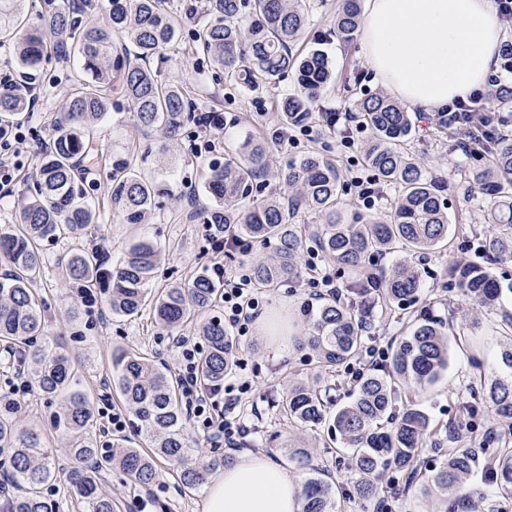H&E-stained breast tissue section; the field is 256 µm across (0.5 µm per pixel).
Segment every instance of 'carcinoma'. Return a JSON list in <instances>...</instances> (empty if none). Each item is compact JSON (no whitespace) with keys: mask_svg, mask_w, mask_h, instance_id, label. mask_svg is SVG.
<instances>
[{"mask_svg":"<svg viewBox=\"0 0 512 512\" xmlns=\"http://www.w3.org/2000/svg\"><path fill=\"white\" fill-rule=\"evenodd\" d=\"M47 2L33 30L22 18L23 0H0V43L13 46L22 69L34 70L51 55L78 63L84 74L66 89L64 109L53 122L52 143L38 157L33 189L15 222L0 234V260L9 267L0 277V348L18 354L33 390L49 403L59 402L50 425L66 436L69 467L63 472L56 467L39 431L24 429L9 413H0V455L9 459V479L18 488L9 497L7 512H61L59 500L43 492L61 476L79 512H114L112 494L102 490L104 475L114 468L131 483L147 486L155 480L161 458L180 468L183 488L198 490L215 472L233 466L235 458L210 453L190 457L177 387L167 368L136 351L113 352L110 370L135 419L137 436L149 449L136 448L125 438L101 440L96 406L73 385L75 364L48 336L47 303L35 295L34 286L49 259L46 247L77 239L101 220L94 203L96 181L77 162L87 160L89 168L103 169L111 212L124 223L146 224L157 207L161 189L138 174L134 152L116 154L109 164L99 154L93 131L105 118L112 96L128 101L135 125L169 138L196 121L197 113L182 84L161 78V64L178 33L177 14L166 0H109L108 17L83 26L73 14L92 7V0L66 8ZM310 8L309 0H205L207 20L196 33L211 66L227 78L258 88L293 77L296 92L282 97L278 108L291 127L312 120L311 106L333 80L324 50L294 51ZM334 24L341 37L353 36L361 26L359 0H341ZM22 106L18 93L0 92V127L9 125ZM359 112L373 131L363 148L364 164L378 182L400 189L393 219L357 216L352 224L344 222L340 172L313 151L281 169L277 195L247 211L239 209L269 167L265 144L254 139L242 144L237 157L209 167L204 182L209 202L196 205L188 218L228 225L236 235L259 243L275 242L274 256L253 265L255 281L274 287L302 275L305 240L291 218L302 209L320 215L321 223L311 232L313 243L336 267L352 272L349 301L331 297L307 308V331L296 337L297 350L316 353L325 367L340 368L362 356L367 325L354 312V298L365 299L379 288L381 309L409 312L406 334L383 368L357 382L351 402L333 410L321 391L295 381L280 405L290 423H329L351 452L359 476L358 498L371 502L382 492L384 470L414 471L416 449L430 427L419 408L395 412L399 385L425 388L436 383L448 369L451 349L445 323L410 311L421 288L412 267L400 261L378 275L369 266L376 254H426L448 245V213L433 174L398 150L414 128L411 112L384 95L364 99ZM489 151L490 165L469 171L468 179L489 201L485 223L491 230L482 251L490 264L453 263L447 270L450 281L481 308L497 306L502 295L492 265L512 261V138H496ZM54 262L64 269L62 298L72 300L75 317L80 305L102 298L114 315L136 317L149 306L160 325L173 327L211 307L219 294L217 284L200 272L183 286L150 295L159 251L149 238L130 244L115 265L101 249L84 247L57 255ZM202 336L206 350L199 362L200 378L208 385L220 383L233 356L224 321L204 323ZM482 400L499 425L491 441L503 447L496 453L495 480L512 494V374L491 380ZM291 455L309 470L301 491L302 512H335L334 482L326 480L325 469L313 464L304 447L292 448ZM475 462L471 450L457 448L428 483L458 503L477 496L479 492L463 484Z\"/></svg>","mask_w":512,"mask_h":512,"instance_id":"carcinoma-1","label":"carcinoma"}]
</instances>
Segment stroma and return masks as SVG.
I'll use <instances>...</instances> for the list:
<instances>
[{
    "label": "stroma",
    "mask_w": 512,
    "mask_h": 512,
    "mask_svg": "<svg viewBox=\"0 0 512 512\" xmlns=\"http://www.w3.org/2000/svg\"><path fill=\"white\" fill-rule=\"evenodd\" d=\"M175 2L185 9L186 16L178 41L168 51L162 76L181 80L193 91L199 111L223 113L221 144L214 152L199 156L194 146V139L199 133L197 126H189L171 142L164 141L159 134L144 133L133 124L127 101L113 97L97 133L100 147L108 152H119L128 143H138L139 174L168 185L170 194L161 199L152 223L134 230L112 217L98 234L80 240L81 246L102 248L117 259L127 250L133 233L153 239L162 248V260L150 284L154 292L189 281L194 273L204 270L210 262L211 250L204 226L187 220L185 213L175 211L171 199L175 196L186 199L201 192L209 165L233 158L238 143L245 138L264 140L269 148L270 164L275 168L309 151L321 152L333 159L341 171L345 183L342 194L345 217L367 209L358 201L352 180L366 172L362 153L370 135L369 129L363 127L354 132L355 143L347 149L339 145L345 131L343 124L330 127L319 118L311 124L312 134L300 137L296 146L279 144L275 138V132L281 126L278 102L285 94L293 92L292 79H285L274 87L249 89L215 74L210 63L187 60L185 49L192 43L197 27L188 9L193 5L202 6L203 0ZM335 12L336 0H322L321 4L313 6L307 27L297 44L302 52L316 45L322 46L336 71V84L329 86L314 106L319 114L357 112L363 98L382 90L364 59L362 34L343 41L333 27ZM73 76L72 69L52 58L43 60L36 72L35 80L44 90V104L41 112L31 116L24 112L19 115L20 120L29 122L34 133L19 155L20 165L11 196L0 200L1 228L13 222L16 211L21 207L23 188L35 177L36 157L49 145L52 120L64 107L55 84L69 82ZM403 148L441 182L448 218L457 227L450 248L412 259L421 281L416 311L453 323L458 334L457 339L451 342L448 370L437 384L425 389L404 387L399 391V404L419 405L430 419V435L417 458L416 475L410 477L392 469L385 470L382 475L384 491L378 503L362 505L355 494L357 476L350 467L349 452L343 449L327 425L296 429L277 406L278 401L285 397L289 383L315 374L321 379V388L330 389L338 403H346L355 386L349 369H319L310 351L296 350L290 342L280 349H272L267 337L259 335L254 328L234 346V355L246 362V373L252 382L245 404L261 413L245 439V446L252 451L278 457L290 473L304 480L308 477L306 469L290 458L288 449L299 442H308L313 448L315 461L345 492L344 497L337 500L338 512H442V499L427 490L426 478L441 465L449 447L470 448L476 453L477 463L466 484L486 494L471 512H512V496L500 494L491 478L496 448L488 444L486 433L492 423L479 397L472 394L473 387L479 386L481 379L508 372L501 360L507 339L500 323L502 311H512V293L504 292L500 308L480 310L463 297L458 288L451 286L446 275L450 263H480L484 260L479 245L487 230L484 222L487 200L471 188L467 180L468 172L478 166L479 161L463 154L456 137L440 134L434 121L420 117L416 118L415 131L404 142ZM397 197V186H380L374 206L367 210L382 218H391ZM59 277V269L51 263L40 283L48 303V334L58 340L72 357L83 362L79 375L81 387L90 389L95 397H106L118 407L123 401L115 387L109 384L104 370V364L113 351L136 349L166 368L176 369L177 352L172 345L173 337L198 335L201 325L209 318L223 314L222 306L217 304L177 327L166 328L157 324L150 313L127 319L110 314L99 303L82 312L81 319L86 322L88 330L84 338L76 339L72 336L73 323L68 316V307L54 290ZM259 297L262 313L277 311L287 314L296 334H303L301 310L312 300L306 279L261 289ZM407 321L406 314L400 310L375 311L368 320L366 345L389 348L394 340L403 336ZM177 473V466L160 463L155 482L139 486L115 470L107 475L104 487L112 494L115 512H201L203 491L185 490Z\"/></svg>",
    "instance_id": "35a3bbf8"
}]
</instances>
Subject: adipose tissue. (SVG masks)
<instances>
[{
	"mask_svg": "<svg viewBox=\"0 0 512 512\" xmlns=\"http://www.w3.org/2000/svg\"><path fill=\"white\" fill-rule=\"evenodd\" d=\"M363 30L375 76L425 112L480 90L502 37L490 0H368ZM201 512H301L299 479L267 454L243 452L210 481Z\"/></svg>",
	"mask_w": 512,
	"mask_h": 512,
	"instance_id": "obj_1",
	"label": "adipose tissue"
}]
</instances>
